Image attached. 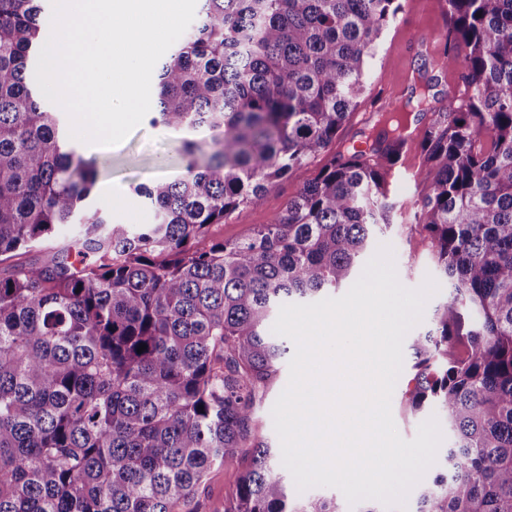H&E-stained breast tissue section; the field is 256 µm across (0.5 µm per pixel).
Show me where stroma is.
<instances>
[{
    "label": "stroma",
    "instance_id": "obj_1",
    "mask_svg": "<svg viewBox=\"0 0 512 512\" xmlns=\"http://www.w3.org/2000/svg\"><path fill=\"white\" fill-rule=\"evenodd\" d=\"M401 4L396 19L381 38L359 107L325 154L311 159L288 178L274 184L261 206L236 211L224 223L211 225V238L238 239L256 225L269 223L284 209L288 199L314 177L328 156L362 146L365 134L370 130L368 119L373 114L376 98L399 106L407 101L413 88L419 85L417 66L420 58L414 53L415 42L421 36L431 37L430 55L438 57L444 47L449 16L446 0H401ZM179 140V133L145 120L125 140L111 147L96 148L76 142L78 153L97 157L103 163L99 182L91 193L93 206L114 224L132 227L154 223L153 209L134 188L157 178H175L183 174ZM422 162L420 146L414 142L387 173L386 188L393 209L389 226L377 238L378 244L392 247L398 278L409 288L419 287L426 277H437L438 274L427 244L413 229L417 203L424 194V184L416 176ZM409 374V369H402L391 396L393 420L399 435L406 440L413 439L420 424L436 414L432 407L418 413L405 408L402 394ZM248 463L247 457L240 456L214 466L191 504V512H224L233 490L232 476Z\"/></svg>",
    "mask_w": 512,
    "mask_h": 512
}]
</instances>
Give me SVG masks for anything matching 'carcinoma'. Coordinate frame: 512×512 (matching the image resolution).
I'll return each instance as SVG.
<instances>
[{
	"label": "carcinoma",
	"mask_w": 512,
	"mask_h": 512,
	"mask_svg": "<svg viewBox=\"0 0 512 512\" xmlns=\"http://www.w3.org/2000/svg\"><path fill=\"white\" fill-rule=\"evenodd\" d=\"M44 2L0 0V263L81 211L83 230L0 275V512H190L209 470L243 452L226 512H341L291 496L255 434L288 352L270 320L352 279L416 129L398 121L336 154L247 237L201 242L336 138L399 0H200L154 67L151 123L205 130L208 148L183 139L184 173L136 187L155 223L133 232L84 209L97 161L38 100ZM446 2L441 63L468 98L434 108L422 84L434 119L414 229L450 293L408 339L404 400L437 406L453 445L415 512H512V0Z\"/></svg>",
	"instance_id": "1"
}]
</instances>
